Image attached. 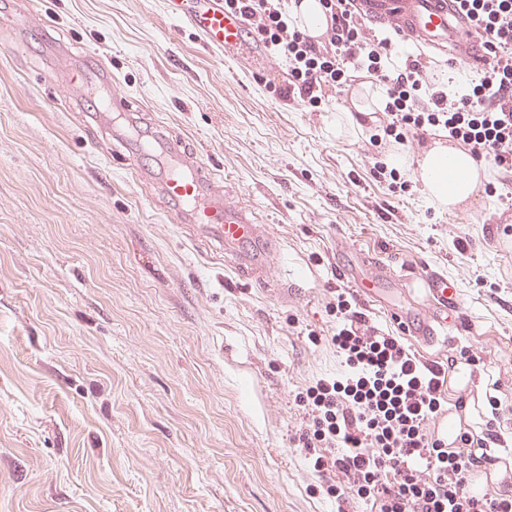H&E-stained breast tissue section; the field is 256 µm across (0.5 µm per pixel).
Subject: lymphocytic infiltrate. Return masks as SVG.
<instances>
[{
    "label": "lymphocytic infiltrate",
    "mask_w": 512,
    "mask_h": 512,
    "mask_svg": "<svg viewBox=\"0 0 512 512\" xmlns=\"http://www.w3.org/2000/svg\"><path fill=\"white\" fill-rule=\"evenodd\" d=\"M348 0H321L326 27L320 40L296 26L289 0H224L272 57L285 61L282 98L314 108L327 89L350 86L355 72L387 88L384 134L407 142L434 128L512 174V0H458L484 38L488 70L459 93H449L422 53L398 54L395 29L384 35L359 20ZM336 316L330 341L344 374L315 380L296 396L307 415L297 441L318 472L333 471L336 500L372 504L376 512H512V494L483 493L474 481L482 438L460 428L454 439L431 433L443 412L448 365H472L467 349L447 364L426 362L403 337L370 324L346 292L329 305Z\"/></svg>",
    "instance_id": "1"
}]
</instances>
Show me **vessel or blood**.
I'll list each match as a JSON object with an SVG mask.
<instances>
[{
  "label": "vessel or blood",
  "mask_w": 512,
  "mask_h": 512,
  "mask_svg": "<svg viewBox=\"0 0 512 512\" xmlns=\"http://www.w3.org/2000/svg\"><path fill=\"white\" fill-rule=\"evenodd\" d=\"M168 5L172 15L194 29L208 45L223 51L226 59L246 57L255 65L266 66L260 46L247 34L246 22L225 14L224 0H168ZM353 6L371 22L392 25L405 40L428 48H447L456 58L483 69L488 66L481 38L452 0H353ZM81 83L108 89L98 114L101 122H108L120 100L111 89V74L99 68L86 74ZM112 136L134 140L140 156L154 158L156 165L148 175L174 202L175 223L190 225L252 280L268 286L269 258L277 248L276 240L253 221L248 208L225 198L198 156L184 150L181 139L160 128L142 125L136 117L129 118L126 125L113 126ZM423 282V315L405 320L404 328L419 341L432 344L456 327L451 319L437 313L438 308L454 303L456 289L448 280L430 275L424 276Z\"/></svg>",
  "instance_id": "vessel-or-blood-1"
}]
</instances>
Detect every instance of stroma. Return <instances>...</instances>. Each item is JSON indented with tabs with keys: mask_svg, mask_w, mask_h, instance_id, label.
<instances>
[{
	"mask_svg": "<svg viewBox=\"0 0 512 512\" xmlns=\"http://www.w3.org/2000/svg\"><path fill=\"white\" fill-rule=\"evenodd\" d=\"M17 9L23 42L0 22V512H371L326 495L336 474L295 441L296 394L341 369L336 265L363 255L454 283L463 329L419 353H477L448 402L497 393L488 420L512 458V180L483 164L485 190L451 210L416 168L396 187L373 169L382 118L336 126L381 83L317 109L283 100L284 64L224 60L168 0H0ZM99 63L278 238L279 290L240 278L133 177V144L69 79ZM357 307L394 332L416 303Z\"/></svg>",
	"mask_w": 512,
	"mask_h": 512,
	"instance_id": "1",
	"label": "stroma"
}]
</instances>
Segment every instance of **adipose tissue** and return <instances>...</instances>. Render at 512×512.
<instances>
[{
	"label": "adipose tissue",
	"instance_id": "ef3b65f1",
	"mask_svg": "<svg viewBox=\"0 0 512 512\" xmlns=\"http://www.w3.org/2000/svg\"><path fill=\"white\" fill-rule=\"evenodd\" d=\"M417 168L428 197L451 209L468 200L480 183L479 170L467 153L438 142L424 151Z\"/></svg>",
	"mask_w": 512,
	"mask_h": 512
}]
</instances>
